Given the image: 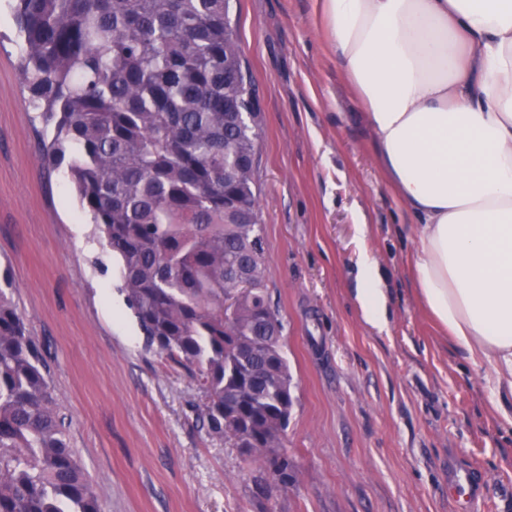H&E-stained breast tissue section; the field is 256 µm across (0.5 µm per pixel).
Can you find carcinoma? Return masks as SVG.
<instances>
[{
	"label": "carcinoma",
	"instance_id": "1",
	"mask_svg": "<svg viewBox=\"0 0 512 512\" xmlns=\"http://www.w3.org/2000/svg\"><path fill=\"white\" fill-rule=\"evenodd\" d=\"M29 107L120 264L150 348L193 366L208 430L281 458L293 407L269 301L259 112L231 0H13ZM42 355L0 287V512H101Z\"/></svg>",
	"mask_w": 512,
	"mask_h": 512
}]
</instances>
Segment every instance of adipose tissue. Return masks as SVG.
I'll use <instances>...</instances> for the list:
<instances>
[{"label": "adipose tissue", "instance_id": "adipose-tissue-1", "mask_svg": "<svg viewBox=\"0 0 512 512\" xmlns=\"http://www.w3.org/2000/svg\"><path fill=\"white\" fill-rule=\"evenodd\" d=\"M376 160L414 221L425 311L512 404V0H318ZM357 301L385 322L378 261Z\"/></svg>", "mask_w": 512, "mask_h": 512}]
</instances>
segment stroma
I'll return each instance as SVG.
<instances>
[{"instance_id":"obj_1","label":"stroma","mask_w":512,"mask_h":512,"mask_svg":"<svg viewBox=\"0 0 512 512\" xmlns=\"http://www.w3.org/2000/svg\"><path fill=\"white\" fill-rule=\"evenodd\" d=\"M231 13L258 96L266 276L293 376L284 482L209 434L197 377L147 347L67 164L40 166L53 131L24 98L22 42L0 0V278L101 512H452L448 481L465 466L487 474L490 512H512V424L418 301L410 219L317 0H232ZM364 251L384 277L383 329L355 298Z\"/></svg>"}]
</instances>
